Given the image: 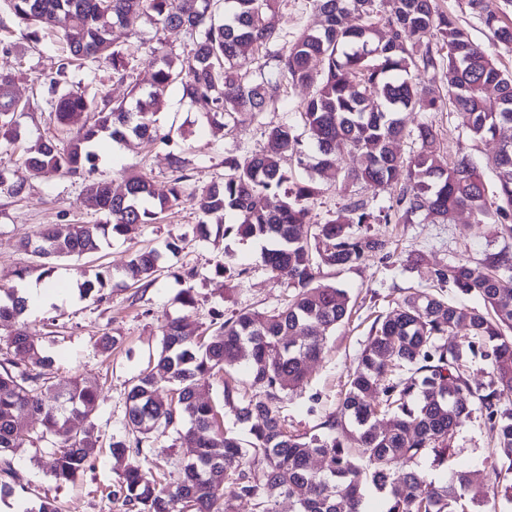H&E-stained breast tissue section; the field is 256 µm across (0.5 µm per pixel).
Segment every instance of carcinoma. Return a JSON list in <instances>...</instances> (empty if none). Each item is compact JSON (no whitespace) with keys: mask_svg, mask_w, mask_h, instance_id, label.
Segmentation results:
<instances>
[{"mask_svg":"<svg viewBox=\"0 0 512 512\" xmlns=\"http://www.w3.org/2000/svg\"><path fill=\"white\" fill-rule=\"evenodd\" d=\"M12 24L39 40L42 31L63 32L66 54L55 75L45 78L56 121L77 128L65 148L46 141L20 154L31 172L61 171L89 176L97 167L93 141L128 133L150 145H170L173 129L163 130L156 114L171 87L223 131L253 123L279 99L288 84H315V94L298 107V120L266 130L262 152L224 154V177L193 196L205 217L200 237L234 234L266 241L264 266L293 289L288 303L271 312L240 311L228 318L217 312L216 328L197 333L187 318L167 323L156 364L140 373L127 394L128 437L114 441L112 458L121 467L112 495L136 512H235L234 502L251 500L258 512H275L284 494L297 512H366L364 488L371 484L386 503L385 512H472L485 496L470 475L452 471L441 483L426 479L419 461L448 467L459 428L478 410L492 433L496 452L512 470V255L495 254L479 265L458 260L426 272L438 288L475 294L485 310L470 309L439 292L418 289L379 316L368 343L349 374L336 414L323 422L328 433L294 434L280 416L281 395L294 390L325 348V336L349 317V296L321 281L323 270L358 266L370 253L390 257L388 243L361 231L363 224H448L468 211L477 224H498L512 236V141L499 142L491 160L501 204L489 210L484 170L466 151L448 158L435 147L437 131L426 121L409 131L419 149L406 159L391 149L404 134L405 112H442L453 105L470 137L493 139L512 126V73L498 66L494 53L473 42L456 20L436 9L434 0H313L324 18L319 30H303L287 43L281 33L276 0H5ZM492 44L512 51V24L503 20L498 0H468ZM140 15L162 28L195 36L192 57L176 63L161 54L149 89L135 110L97 92L61 91L60 77L73 64L106 63L112 77L129 76L131 54L113 46L116 24ZM357 17L359 24L347 19ZM16 74L0 72V136L20 138L15 116ZM318 150L310 163L306 142ZM357 155L351 167L347 157ZM188 160L169 152L177 176L164 189L130 168L125 193L91 179L90 204L105 217L96 224H49L22 246L43 260L44 274L61 258L98 252L112 236H127L153 224L185 197ZM395 186L386 206L358 196V184ZM346 198L325 222L310 223V200L323 186ZM24 183L0 169V193L19 196ZM284 194L270 207L268 198ZM233 214L236 224L212 225L210 216ZM181 238L166 252H134L116 278L148 282L160 271L165 253L180 250ZM110 275L95 273L84 289L103 295ZM27 301L17 290H0V324L14 327L0 348V453L25 443L52 445L51 473L73 482L95 455L96 441L75 420L92 418L95 383L74 378L59 406L48 405L42 391L51 382L52 360L26 330ZM487 362V381L468 375L476 358ZM249 364L252 382L264 394L234 398L224 385V404L236 419L250 424L244 444L233 430L215 428L214 407L199 391L215 371ZM174 396L160 395V382ZM40 418L35 430L25 416ZM387 416L384 427L379 417ZM182 477L157 488L142 481L136 458L150 435L182 422ZM324 468L311 467L314 458Z\"/></svg>","mask_w":512,"mask_h":512,"instance_id":"obj_1","label":"carcinoma"}]
</instances>
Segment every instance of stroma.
<instances>
[{
    "instance_id": "stroma-1",
    "label": "stroma",
    "mask_w": 512,
    "mask_h": 512,
    "mask_svg": "<svg viewBox=\"0 0 512 512\" xmlns=\"http://www.w3.org/2000/svg\"><path fill=\"white\" fill-rule=\"evenodd\" d=\"M112 41L133 53L129 81L113 80L112 71L105 64L91 72L76 71L73 78L88 91L106 93L115 99L126 97L132 84L147 86L155 70L156 48L185 60L190 58L194 43L184 30L164 29L144 17L114 26ZM8 42L9 50H0V71L16 73L14 91L27 106L16 115L20 141L0 143V167H7L16 178L24 180L26 189L17 197L0 193V288L17 289L22 285L20 272L33 270L38 264L37 258L22 248V240L34 237L46 224H94L102 216L87 204L82 178L56 171L34 174L17 163L16 157L23 150L48 139L66 146L72 133L56 123L40 87L41 77L55 72L62 54L59 34L44 33L35 43L17 30ZM310 93L305 86L287 88L282 100L265 112L262 124L245 123L217 135L205 115L181 100L177 92H169L158 119L163 126L174 125L184 131L179 144L189 161L191 192L200 193L223 177L225 150L238 146L249 152L264 150V126L284 122L289 110ZM430 119L439 133L440 147L447 154H455L460 146L484 162L495 154L497 141L474 140L465 135L454 110L433 113ZM97 152L100 159L94 176L111 183L113 191L123 190L125 171L131 165L160 187L171 178L169 149L164 145L147 147L132 138L117 147L104 142ZM200 220L192 201L186 199L160 223L141 225L129 237L110 238L96 254L57 261L53 281L66 287V296L49 302L38 312L26 313L25 321L29 330L38 334L43 354L53 361L52 385L43 393L47 403H59L62 388L73 378L99 383L101 395L93 417V434L100 451L81 477L61 483L51 473L52 456L47 444L20 448L9 461L21 480L12 494L0 498V512H8L17 501L24 502L29 512H36L44 497L54 500L61 512H128L122 501L111 495L119 470L110 446L126 434L127 391L155 357L163 326L169 320L184 317L193 326L205 328L216 310L228 315L242 309L271 311L287 303L291 291L264 267L259 241L240 236L200 239L195 233ZM363 230L387 240L393 257L386 260L371 254L358 266L336 273L334 280L338 287L346 289L353 308L348 321L328 335L324 354L310 365L304 382L281 404V417L292 433L316 432L319 424L336 412L374 319L391 310L407 289L427 287L421 268L413 266L414 260H421V267L431 269L459 259L476 266L501 250L512 251V237L501 234L496 225L474 223L465 211L457 213L449 224H367ZM173 236L182 237V249L177 255L166 257L163 268L149 285L127 288L115 282L106 289L104 298L82 295V288L95 272L121 269L137 249L147 245L163 248ZM224 262L236 269L246 268V275L240 279L215 276L216 265ZM190 270L195 273L194 279H184V272ZM186 288L194 297L190 308L178 299ZM104 336L118 340L107 353L99 346ZM228 385L248 398L262 393L242 363L229 374L207 380L200 396L217 406L223 425L248 437L247 424L237 421L224 404V388ZM181 459L180 441L174 430L154 433L138 459L143 481L161 485L176 482ZM497 464L489 430L480 414H473L456 435L450 466L469 472L474 482L485 484Z\"/></svg>"
}]
</instances>
